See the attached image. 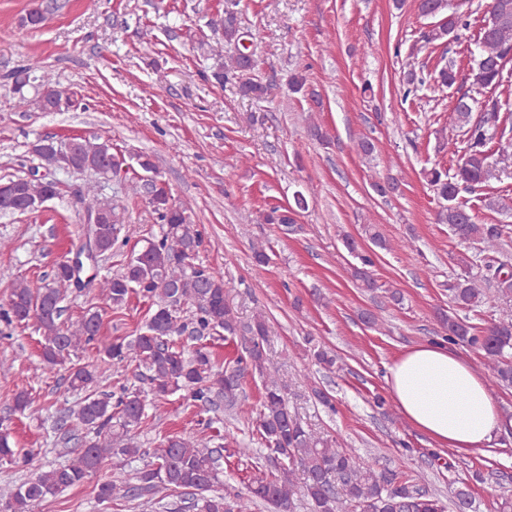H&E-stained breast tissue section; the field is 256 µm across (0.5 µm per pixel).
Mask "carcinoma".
I'll list each match as a JSON object with an SVG mask.
<instances>
[{"label":"carcinoma","instance_id":"obj_1","mask_svg":"<svg viewBox=\"0 0 512 512\" xmlns=\"http://www.w3.org/2000/svg\"><path fill=\"white\" fill-rule=\"evenodd\" d=\"M416 8L422 16L430 13L441 17L438 25L420 33L426 43L444 39L461 24V16L451 10L450 0H416ZM211 25L224 33L226 41L240 40L232 8H225L224 15L211 21ZM478 44V59L490 62L507 56L512 62V10L507 18L489 22L488 29L480 33ZM254 69L253 58L239 54L231 59L227 72L218 71L214 78L222 83L230 72L241 96L262 98L268 87L253 77ZM36 71L40 75L30 77ZM13 79L16 107L33 105L41 112L62 110L64 91L39 63L32 62L13 73ZM32 79L38 81L41 91L30 99L24 88ZM454 112L467 136L465 154L454 172L434 168L427 172V178L438 196L448 202L441 221L455 236L463 241L493 243L501 239L502 226L476 223L474 214L454 201L460 192L479 187L491 175L486 154L488 126L499 122V103L496 99L487 101L483 117L475 123L471 122L473 107L468 96L458 99ZM68 141L72 143L70 153L46 138L33 144L32 152L42 161L45 172L40 176L34 171L28 177L6 180L9 194L0 192V214H25L33 201L55 198L59 194V182L54 177L58 170L69 168L73 174L90 171L101 177L110 174L119 178L123 169L130 168L126 157L113 151L109 138L73 136ZM137 164L143 174L135 192L144 198L156 223L165 229L122 272L101 277L98 288L115 309L123 307L134 293L151 302V314L145 330L135 339L116 337L109 343H100L98 353L102 359L123 367L135 365V380L149 385L157 400L185 390L207 409L222 401L231 406L244 374L251 369H265V321L257 318L246 326V355L223 369L216 366L205 341L220 330L234 335L239 329L226 301L228 284L223 275L195 262L202 232L192 223L187 209L173 200L150 159L141 156ZM81 203L87 217L103 218V223L92 227L97 255L112 252L123 229L117 205L102 198L95 185L88 187ZM300 207V201L294 208L274 207L267 214V221L294 224ZM345 246L363 265L358 277L365 287L381 288L368 272L374 265L372 256L360 253L351 237L345 238ZM485 267L494 269L498 289L512 294L508 264L501 262L494 268L488 262ZM70 286L72 276L62 273L57 265L38 288L30 287L20 277L13 280L7 286V299L0 303V322L7 326L32 324L41 332L42 357L50 366L64 365L74 352L99 343L102 311L89 309L78 321H69L64 301ZM483 296V289L473 277H458L448 283L450 302L459 309L478 306ZM442 328L448 342L483 353L495 384L512 387V308L502 310L499 320L483 330L450 314L442 316ZM181 337L196 343L188 354L178 345ZM66 381L70 389L84 390L86 395L65 410L56 421V430H63L70 423L79 427L77 431L64 430L61 438L65 446L76 441L79 451L67 463L38 472L17 486L0 504V512H35L46 497L84 483L104 459L115 455L131 460L145 454L138 441V430L147 418L140 389L124 386L118 396L96 392L92 390L96 373L90 364L71 365ZM260 432L274 468L259 471L244 494L224 496L217 492L224 448H201L189 437L175 436L155 449L154 461L137 471L133 480L111 479L98 484L97 502L103 505L114 498L137 500L143 512H155L154 505L176 494L183 506L175 512H252V505L258 501L265 502L274 512H293L294 497L299 495L308 500L312 512H444L439 499L430 496L417 481L395 470L377 472L359 463L347 450L335 448L306 431L273 380L265 386ZM0 460L26 465L30 457L20 454L11 446L8 434L1 433ZM474 502L468 484L453 490L455 512H475Z\"/></svg>","mask_w":512,"mask_h":512}]
</instances>
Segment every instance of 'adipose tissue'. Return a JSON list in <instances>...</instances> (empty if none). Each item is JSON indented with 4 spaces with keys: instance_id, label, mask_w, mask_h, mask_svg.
Masks as SVG:
<instances>
[{
    "instance_id": "obj_1",
    "label": "adipose tissue",
    "mask_w": 512,
    "mask_h": 512,
    "mask_svg": "<svg viewBox=\"0 0 512 512\" xmlns=\"http://www.w3.org/2000/svg\"><path fill=\"white\" fill-rule=\"evenodd\" d=\"M385 380L402 417L439 447L480 451L504 425L486 378L446 345L409 348L388 367Z\"/></svg>"
}]
</instances>
